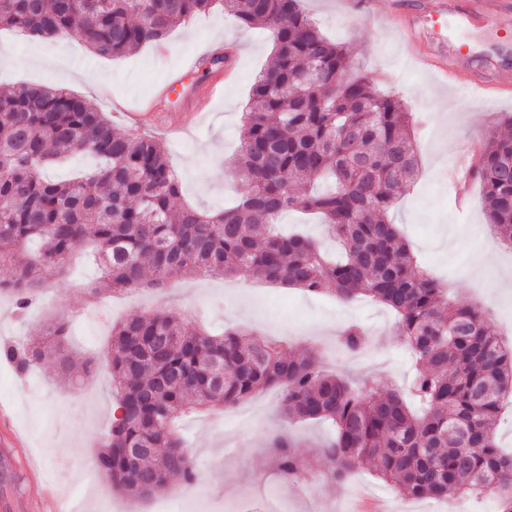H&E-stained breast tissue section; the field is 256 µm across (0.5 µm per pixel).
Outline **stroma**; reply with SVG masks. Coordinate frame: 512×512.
<instances>
[{"instance_id": "1", "label": "stroma", "mask_w": 512, "mask_h": 512, "mask_svg": "<svg viewBox=\"0 0 512 512\" xmlns=\"http://www.w3.org/2000/svg\"><path fill=\"white\" fill-rule=\"evenodd\" d=\"M358 0H303L322 32L345 46L353 73L368 77L383 93H394L410 112L423 118L416 149L422 174L392 210L390 217L409 248L448 288L457 303L487 307L496 319L512 321V294L498 292L486 272H474L488 246L480 232L486 222L482 188L472 184L468 203L458 208L448 183V169L468 144L484 135L497 116L512 113V94L488 99L470 85L475 76L495 71L512 83V11L500 10L495 25L473 17L439 23L422 17L426 44L463 47L469 59L454 83L445 84L411 62L413 46L379 21H354ZM231 47L235 69L224 85V99L205 123H196L185 102L189 91H203L210 81L203 70L189 73L182 88L162 95L163 86L192 59L215 33ZM272 41L267 30L240 25L232 15L214 9L175 28L164 51L145 46L127 55L102 59L90 55L79 37L47 40L41 45L0 31V92L21 84L51 83L98 102L105 111L133 112L149 101L177 115L188 125L181 139L168 141L170 160L182 182V203L220 210L242 195L232 163L241 147V124L254 75L269 59ZM99 271L90 249L72 255L62 282L44 291L24 316H16L8 295L0 294V349L45 342L49 321L67 322L65 345L76 360L106 361L114 320L126 314L166 305L183 313L205 310L216 330L237 328L255 338H276L289 349L315 345L321 362L349 379L370 376L381 391L407 392L413 357L394 334L395 316L377 302L359 297L349 302L325 293L312 296L248 277L210 278L188 275L159 291L137 290L104 299L111 309L105 321L88 313L87 288ZM362 325L370 343L360 358L343 355L336 345L347 323ZM279 391L271 388L243 401L251 415L236 423L235 410L191 414L179 427L190 455L202 472L198 484L171 478L154 496L139 499L117 491L100 479L86 481L81 462L98 455L112 425V380L104 370L61 375L52 361L22 374L0 360V404L13 410V421L25 444L5 447L0 433V504L24 512L27 501L76 498L83 512H160L181 499L184 512H354L357 492L364 489L404 512H498L494 499L464 501L413 499L360 468L344 480H332L312 447L330 434L327 424L291 423L279 410ZM290 432L306 460L298 482L283 480L269 456L271 438ZM42 465L40 482L27 474V462Z\"/></svg>"}]
</instances>
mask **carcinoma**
Listing matches in <instances>:
<instances>
[{
  "label": "carcinoma",
  "instance_id": "obj_1",
  "mask_svg": "<svg viewBox=\"0 0 512 512\" xmlns=\"http://www.w3.org/2000/svg\"><path fill=\"white\" fill-rule=\"evenodd\" d=\"M221 7L246 26L271 32L268 65L255 77L233 162L247 190L218 210L176 206L181 181L167 145L149 134H121L95 102L65 88L19 85L0 93V292L25 308L63 275L72 253L92 243L105 293L163 288L174 277L250 275L310 294L364 295L396 315V333L416 372L408 397L353 385L320 365L317 351L286 355L273 340L243 331L208 334L195 320L158 308L112 326L108 368L121 421L103 440L97 464L112 486L146 498L174 474L199 470L174 423L223 410L268 388L282 393L289 420L329 422L335 434L318 450L333 479L359 466L419 499L489 496L512 512V453L494 428L512 399V346L488 313L448 300L446 288L400 241L388 214L419 172L411 113L365 76L350 73L343 45L331 42L301 0H0V30L27 38L73 34L103 58L161 44L176 26ZM100 163L51 182L46 168L77 153ZM472 177L483 190L487 224L512 249V133H489ZM290 210L319 215L342 248L337 261L300 233L277 230ZM40 249L27 248L32 240ZM53 342L3 350L25 371L47 358L65 373L75 362L65 324H47ZM366 332L347 326L340 343L362 352ZM133 448L148 452L129 458ZM292 437L270 441L287 481L306 472Z\"/></svg>",
  "mask_w": 512,
  "mask_h": 512
}]
</instances>
